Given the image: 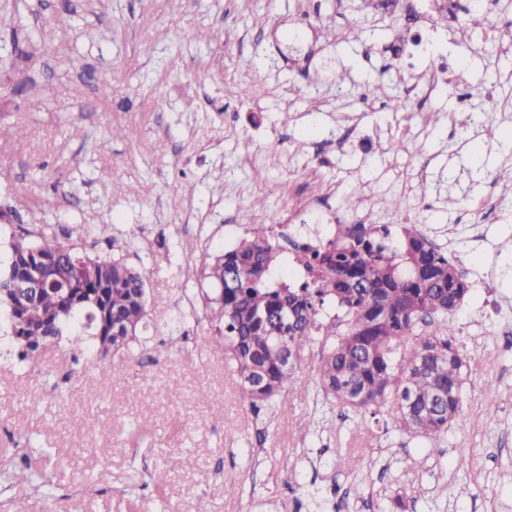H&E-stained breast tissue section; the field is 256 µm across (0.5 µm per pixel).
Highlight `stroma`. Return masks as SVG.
I'll return each mask as SVG.
<instances>
[{"mask_svg": "<svg viewBox=\"0 0 512 512\" xmlns=\"http://www.w3.org/2000/svg\"><path fill=\"white\" fill-rule=\"evenodd\" d=\"M27 2L0 0V126L11 131L0 139V262L14 236L48 226L90 255L123 257L146 277L149 327L103 360H72L61 343L30 366L0 312V439L61 461L51 499L1 478L0 512H333L338 488L349 512H512V52L450 28L467 110L442 92L372 112L368 85L401 95L423 79L385 54L398 28L370 0ZM43 28L52 39H34ZM209 28L222 42L196 41ZM115 126L128 137L111 138ZM395 138L403 151L380 154ZM122 182L138 193L114 192ZM317 195L347 223L400 196L402 216L464 271L471 291L452 324L469 366L439 439L386 416L364 423L324 394L313 355L283 409L241 397L199 298L203 264ZM188 239L196 251L182 250ZM173 454L186 467L155 486L150 471Z\"/></svg>", "mask_w": 512, "mask_h": 512, "instance_id": "1", "label": "stroma"}]
</instances>
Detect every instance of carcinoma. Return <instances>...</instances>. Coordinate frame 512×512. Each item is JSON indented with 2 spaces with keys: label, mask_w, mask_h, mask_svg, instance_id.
Instances as JSON below:
<instances>
[{
  "label": "carcinoma",
  "mask_w": 512,
  "mask_h": 512,
  "mask_svg": "<svg viewBox=\"0 0 512 512\" xmlns=\"http://www.w3.org/2000/svg\"><path fill=\"white\" fill-rule=\"evenodd\" d=\"M0 269V308L7 311L20 361L38 364L46 347L68 337L73 360L97 347L107 357L137 340L147 323L142 275L119 259L76 250L53 233L13 240ZM38 256L34 296L16 311L9 302L17 271ZM217 342L254 407L279 405L294 391V371L320 345L323 390L361 414H385L427 439L448 431L461 405L466 357L450 317L469 284L459 268L415 224H338L327 239L290 254L268 224H253L235 247L204 268ZM92 344H87V341ZM43 464L0 451V476H14L54 496ZM183 459L151 474L162 484Z\"/></svg>",
  "instance_id": "1"
}]
</instances>
